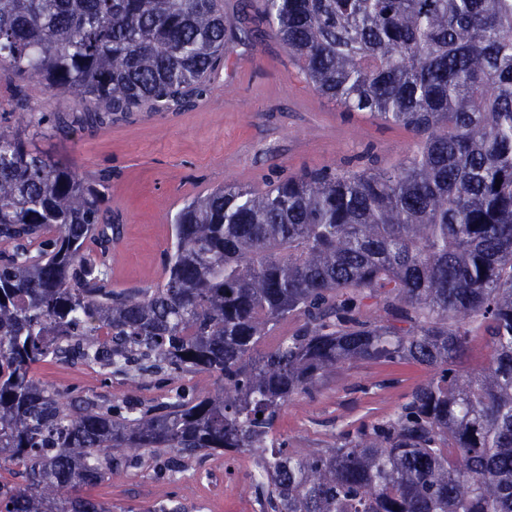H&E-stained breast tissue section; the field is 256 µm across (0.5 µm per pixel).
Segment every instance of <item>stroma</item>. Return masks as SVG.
Wrapping results in <instances>:
<instances>
[{
	"label": "stroma",
	"instance_id": "obj_1",
	"mask_svg": "<svg viewBox=\"0 0 512 512\" xmlns=\"http://www.w3.org/2000/svg\"><path fill=\"white\" fill-rule=\"evenodd\" d=\"M221 5L230 52L193 107L129 112L72 137L45 128L29 139L31 150L105 177L110 205L123 225L113 287L161 281L171 219L194 197L227 184L263 191L332 163L362 166L372 159L389 169L412 144L405 129L343 112L318 95L273 35L264 0H221ZM19 94L50 114L76 109L72 100L52 97L43 83L19 80L6 70L0 72L1 121L12 122L10 103ZM429 375L417 364H353L293 397L277 436L293 451L330 446L339 432L393 414ZM36 376L62 392L155 402L176 394L191 397L209 382L205 374L157 375L132 391L109 369L69 360L39 364ZM247 461L244 455L216 454L162 476L147 460L91 493L112 512H258L242 469Z\"/></svg>",
	"mask_w": 512,
	"mask_h": 512
}]
</instances>
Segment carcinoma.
Listing matches in <instances>:
<instances>
[{
  "label": "carcinoma",
  "instance_id": "obj_1",
  "mask_svg": "<svg viewBox=\"0 0 512 512\" xmlns=\"http://www.w3.org/2000/svg\"><path fill=\"white\" fill-rule=\"evenodd\" d=\"M220 0H0V70L81 105L65 136L180 110L228 52ZM306 82L413 134L396 166L229 184L172 219L162 282L115 289L104 180L33 152L45 111L0 126V512H110L87 493L152 459L249 455L261 512H512V0H264ZM500 187H495L496 180ZM296 328L260 351L278 325ZM491 354L462 371L473 336ZM130 390L207 373L154 404L54 392L49 358ZM356 361L431 377L394 414L290 452L295 395Z\"/></svg>",
  "mask_w": 512,
  "mask_h": 512
}]
</instances>
